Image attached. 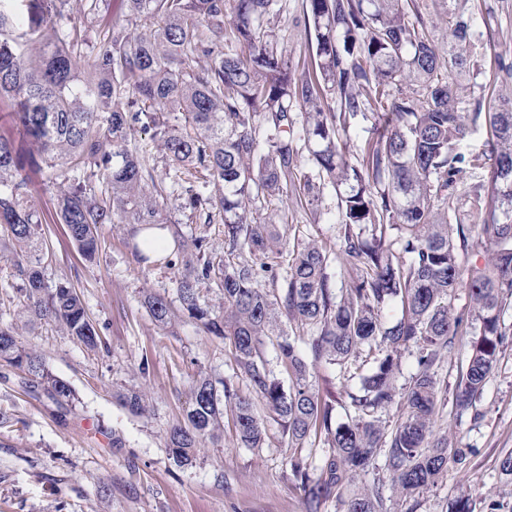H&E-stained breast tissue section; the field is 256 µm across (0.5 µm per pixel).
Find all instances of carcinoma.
<instances>
[{
  "label": "carcinoma",
  "mask_w": 512,
  "mask_h": 512,
  "mask_svg": "<svg viewBox=\"0 0 512 512\" xmlns=\"http://www.w3.org/2000/svg\"><path fill=\"white\" fill-rule=\"evenodd\" d=\"M125 2L126 18L109 22L103 0H84L76 18L70 0H0V105L11 108L24 134L17 142L0 138V241L13 256L14 298L34 319L98 347L82 296L68 282L48 286L40 270L42 219L26 205L23 174L39 166L25 154L29 138L51 170L57 219L84 259L95 260L101 226H132L138 262L176 270L181 313L232 349L235 378L247 392L235 378L196 379L187 424L166 434L177 463H191L202 440L219 439L226 411L240 447H263L261 405L281 423L289 447L319 435L330 449L323 481L312 480L308 459L291 462L312 512L333 494L344 512H387L381 478L343 495L347 475L376 468L382 451L402 512H417L448 462L464 465L469 454L431 440L442 394L435 368L462 324L451 314L461 284L472 314L468 364L453 391L459 411L476 407L512 346L502 327L512 311V107L458 108L454 69L470 59L450 48L448 66L439 63L416 0H305L301 19L315 51L299 75L271 24L275 0ZM133 19L149 30L131 35ZM474 27L473 17L448 12L460 45L471 44ZM228 41L244 51L225 52ZM197 56L208 66L194 68ZM404 83L412 94L401 93ZM365 110L376 120L356 167L344 157L340 134ZM135 123L161 147L173 171L169 186L155 184L146 148H130ZM298 124L309 171L294 138ZM468 126L486 130L488 149L480 155L460 150ZM468 172L476 182L465 224L453 216ZM196 183L213 191L199 192ZM328 184L347 186L338 203L336 248L348 274L340 284L328 272L327 248L313 240L290 247L288 225L246 215L248 206L259 212L289 195L315 206ZM168 193L185 210L221 215L224 251L182 231L156 200ZM156 228L167 230L165 241L154 237ZM476 233L491 247L482 267L464 262ZM204 288L220 291L222 309L202 301ZM392 303L401 316L388 323L383 311ZM144 305L158 326L172 324L165 298L148 294ZM273 336L286 389L264 354ZM411 345L417 370L401 393V353ZM366 348L378 355L358 390L338 405L324 400L312 371L323 363L345 370ZM0 361L24 369L59 406L73 398L70 384L8 327H0ZM121 400L135 414L146 411L139 390ZM338 406L346 419L337 418ZM392 407L400 416L388 430L380 413Z\"/></svg>",
  "instance_id": "1"
}]
</instances>
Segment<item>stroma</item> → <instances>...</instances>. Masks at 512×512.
I'll return each instance as SVG.
<instances>
[{"label":"stroma","instance_id":"stroma-1","mask_svg":"<svg viewBox=\"0 0 512 512\" xmlns=\"http://www.w3.org/2000/svg\"><path fill=\"white\" fill-rule=\"evenodd\" d=\"M422 18L440 47L448 45V14L476 19V52L460 76L458 107L472 111L498 99L512 100V0H418ZM55 191L34 175L29 207L44 218L42 273L47 283L69 280L81 293L101 343L90 349L54 324L20 312L13 299L12 269L0 260V327L15 330L26 347L41 355L75 395L68 409L46 395H31L25 373L0 366V410L12 425L0 428V512H308L294 487L290 461L312 462V479L327 448L310 438L304 448L289 447L280 424L266 419L267 440L242 448L232 422L219 440H204L192 465L174 462L164 445L169 428L184 423L191 388L198 374L232 377L234 360L223 339L207 335L196 323L180 319L156 325L143 307L146 293L177 299V275L145 268L132 249L123 224L100 230L96 262H87L55 219ZM288 223L302 239L335 246L338 200L325 187L317 206L290 200L270 213ZM143 391L148 413L128 410L118 394ZM433 431L471 449L467 466L452 465L437 488L424 494L419 512H448L449 503L468 494L474 512L495 504L512 512V477L499 462L512 453V350L506 351L488 379L473 412L441 405Z\"/></svg>","mask_w":512,"mask_h":512}]
</instances>
